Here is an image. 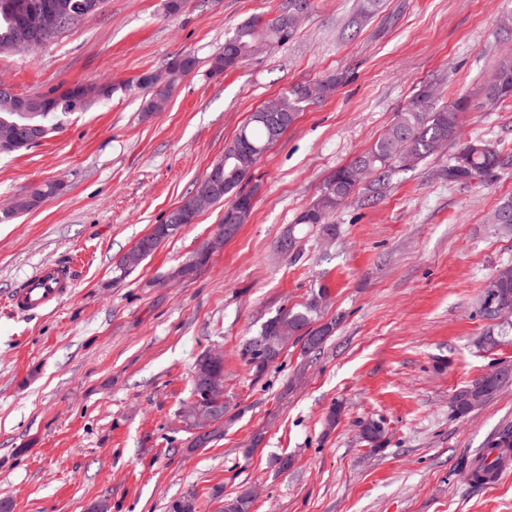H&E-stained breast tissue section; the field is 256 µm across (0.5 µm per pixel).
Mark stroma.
<instances>
[{
  "label": "stroma",
  "instance_id": "obj_1",
  "mask_svg": "<svg viewBox=\"0 0 512 512\" xmlns=\"http://www.w3.org/2000/svg\"><path fill=\"white\" fill-rule=\"evenodd\" d=\"M106 0L37 54L0 51V82L20 95L119 82L188 53L196 69L165 111L118 92L64 118L36 147L0 156V211L48 182L61 190L0 223V499L13 512H168L194 494L200 512L240 486L253 512H512V475L468 478L486 441L512 427V386L461 420L455 390L512 364V334L492 348L478 296L512 264V235L488 218L512 197V99L489 111L482 86L511 49L496 36L512 0H312L293 36L208 74L224 37L284 0ZM332 77L330 97L300 112L243 187L253 209L192 275L175 277L218 232L223 207L162 243L129 276L119 264L202 179L252 112L292 85ZM434 106L468 101L462 139L489 141L507 163L479 180L445 176L447 146L389 181L362 180L323 243L303 229L276 242L336 169L368 149L420 90ZM73 258L58 308L13 313L8 298L36 266ZM327 287L339 323L320 352L291 346L255 375L239 356L278 311ZM224 353V433L188 450L178 414L194 365ZM341 411L328 425L332 405ZM383 425L373 450L364 422ZM292 466L278 471L277 457Z\"/></svg>",
  "mask_w": 512,
  "mask_h": 512
}]
</instances>
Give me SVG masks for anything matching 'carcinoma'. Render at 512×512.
<instances>
[{"instance_id":"obj_1","label":"carcinoma","mask_w":512,"mask_h":512,"mask_svg":"<svg viewBox=\"0 0 512 512\" xmlns=\"http://www.w3.org/2000/svg\"><path fill=\"white\" fill-rule=\"evenodd\" d=\"M293 8H310V0H286L285 8L280 13L264 19L254 17L238 27L232 34L224 38V48L210 61L209 73L213 77L224 74L253 55L261 46L272 43H284L292 36V29L286 18V10ZM29 25L36 24L37 19L27 17L26 8H15L9 12L0 10V50H4L18 40L23 34V19ZM197 60L190 54L174 56L162 71L164 84L145 99L143 111L151 114L165 110L170 94L177 83L195 70ZM335 85V79H315L297 83L278 99V109L293 122L300 112L310 104L326 98ZM143 87L140 81H122L117 84L105 82L100 85L101 95L85 100L76 88L55 95L46 101L40 95H33L30 100L35 105L24 112L12 107L14 93L0 90V137L21 128H45L53 133L61 128L62 118L73 113L83 112L102 100L109 99L118 91L130 92ZM428 90L417 93L408 105L399 113L386 132L365 152L354 158L347 166L340 168L324 184L317 199L297 218L295 224L288 227L285 234L291 240L287 246L277 241V247L283 252L294 249L298 243V234L302 227L312 226L324 232L330 226V235L336 236L338 225L330 223V218L355 192L356 173L363 171L376 182L390 178L394 169L402 167L400 156L409 155L411 165L432 156L440 146H447L459 140L460 113L466 109V102L435 107L427 100ZM512 97V54L500 57L493 77L484 85L482 106L493 110L504 100ZM270 148L269 129L266 123L254 112L249 120L240 128L233 141L224 150V160L217 161L212 168L220 171L223 182L222 192L215 196L211 204L224 201V197L232 193L241 195V185L252 177V171L262 155ZM504 165L500 152L490 144L475 140L461 146L448 164V180L469 181L486 177ZM239 201L235 200L224 210L220 222V232L235 234L239 226L245 223L250 212L237 215ZM490 223L499 225L504 233L512 231V199L500 203L494 210ZM169 239L165 228L159 226L152 233L141 238L129 251V254L140 255L145 260L158 246ZM327 289L320 287L312 291L306 302L279 311L270 318L256 336L245 339L240 345L239 354L256 375H261L269 364L274 362L258 344L260 340L272 341L280 351L293 341L301 345L305 354H311L321 348L327 336L335 328L339 318L327 323H320L322 308ZM205 369L211 382L202 388L192 384V394L199 398L202 407L195 421L200 424L212 422L217 425L216 432L224 427V416L227 407L224 404V360H215L211 353L197 359L194 372ZM507 370L501 366L488 372L472 383L457 390L450 400L451 417L462 419L469 415L470 395L479 392L482 401L493 398L512 381V375L506 379L499 374ZM361 432L368 435L367 441L376 448L384 446V429L375 422L369 421L362 425Z\"/></svg>"}]
</instances>
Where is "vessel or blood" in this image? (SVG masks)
<instances>
[{"instance_id":"1","label":"vessel or blood","mask_w":512,"mask_h":512,"mask_svg":"<svg viewBox=\"0 0 512 512\" xmlns=\"http://www.w3.org/2000/svg\"><path fill=\"white\" fill-rule=\"evenodd\" d=\"M73 286L68 262L43 265L15 286L10 303L20 313L53 309L71 294Z\"/></svg>"}]
</instances>
